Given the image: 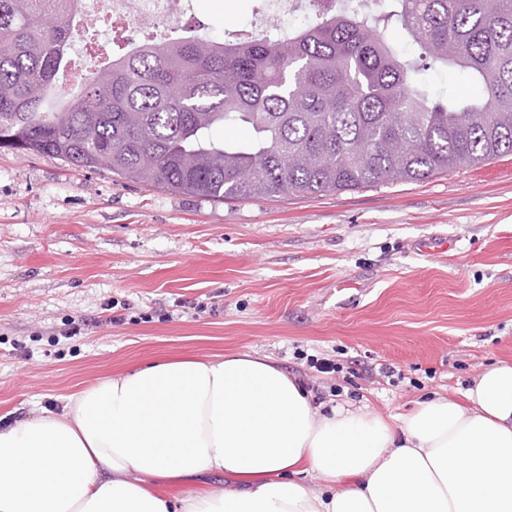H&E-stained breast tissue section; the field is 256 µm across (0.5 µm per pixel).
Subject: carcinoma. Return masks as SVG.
Returning a JSON list of instances; mask_svg holds the SVG:
<instances>
[{
    "mask_svg": "<svg viewBox=\"0 0 512 512\" xmlns=\"http://www.w3.org/2000/svg\"><path fill=\"white\" fill-rule=\"evenodd\" d=\"M77 0H0V150L214 201L403 183L512 155V0H308L307 23L162 37L57 83ZM405 30L419 50L397 51ZM455 68L480 94L432 95ZM243 124L245 142L212 131Z\"/></svg>",
    "mask_w": 512,
    "mask_h": 512,
    "instance_id": "cac0c4a2",
    "label": "carcinoma"
}]
</instances>
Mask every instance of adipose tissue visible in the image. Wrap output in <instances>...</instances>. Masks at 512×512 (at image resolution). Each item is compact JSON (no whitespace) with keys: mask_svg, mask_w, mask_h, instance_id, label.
Segmentation results:
<instances>
[{"mask_svg":"<svg viewBox=\"0 0 512 512\" xmlns=\"http://www.w3.org/2000/svg\"><path fill=\"white\" fill-rule=\"evenodd\" d=\"M463 397L323 414L265 356L157 362L0 430V512H512V365Z\"/></svg>","mask_w":512,"mask_h":512,"instance_id":"ef3b65f1","label":"adipose tissue"}]
</instances>
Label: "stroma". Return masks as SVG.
Returning a JSON list of instances; mask_svg holds the SVG:
<instances>
[{"mask_svg": "<svg viewBox=\"0 0 512 512\" xmlns=\"http://www.w3.org/2000/svg\"><path fill=\"white\" fill-rule=\"evenodd\" d=\"M262 9L192 0L184 20L215 40ZM435 237L446 253L417 250ZM239 353L384 416L512 364V156L217 202L0 151L1 429L164 358Z\"/></svg>", "mask_w": 512, "mask_h": 512, "instance_id": "1", "label": "stroma"}]
</instances>
